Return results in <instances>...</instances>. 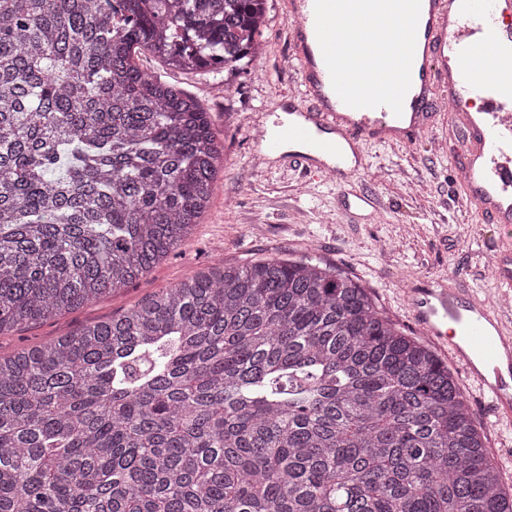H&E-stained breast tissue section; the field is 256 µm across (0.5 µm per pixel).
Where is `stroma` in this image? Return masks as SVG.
<instances>
[{
	"label": "stroma",
	"mask_w": 512,
	"mask_h": 512,
	"mask_svg": "<svg viewBox=\"0 0 512 512\" xmlns=\"http://www.w3.org/2000/svg\"><path fill=\"white\" fill-rule=\"evenodd\" d=\"M285 0H267L259 40L262 57L242 64L232 78L183 74L148 54L138 65L195 96L224 144V170L210 208L176 252L119 293L54 319L0 336V355L106 320L182 278L209 266L265 257H308L358 278L377 306L412 330L405 289L457 273L474 297L495 300L488 266L499 248L496 229L462 200L452 178L456 156L439 145L461 132L453 113L435 114V127L411 146L373 141L361 145L365 168L350 184L315 181L287 159L269 156L256 135L301 96L302 77L288 40ZM373 195L356 206L352 192ZM476 422L494 448L495 464L512 488V427L497 423L485 399L470 387L462 365L448 359Z\"/></svg>",
	"instance_id": "stroma-1"
}]
</instances>
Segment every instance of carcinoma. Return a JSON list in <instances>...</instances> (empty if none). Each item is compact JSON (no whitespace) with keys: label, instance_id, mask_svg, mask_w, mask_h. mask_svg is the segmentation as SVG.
I'll return each instance as SVG.
<instances>
[{"label":"carcinoma","instance_id":"1","mask_svg":"<svg viewBox=\"0 0 512 512\" xmlns=\"http://www.w3.org/2000/svg\"><path fill=\"white\" fill-rule=\"evenodd\" d=\"M265 0H0V335L149 273L224 145L140 69L228 75ZM0 512H512L448 365L357 279L212 266L0 357Z\"/></svg>","mask_w":512,"mask_h":512}]
</instances>
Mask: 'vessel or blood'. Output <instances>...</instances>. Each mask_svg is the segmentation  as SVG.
Instances as JSON below:
<instances>
[{"mask_svg":"<svg viewBox=\"0 0 512 512\" xmlns=\"http://www.w3.org/2000/svg\"><path fill=\"white\" fill-rule=\"evenodd\" d=\"M288 16L304 98L289 106L294 121L262 130L269 153L316 179L356 173L363 141L414 144L441 101L462 131L467 202L512 223L493 203L512 199V0H288ZM409 311L511 425L512 306L436 280L410 290Z\"/></svg>","mask_w":512,"mask_h":512,"instance_id":"1","label":"vessel or blood"}]
</instances>
